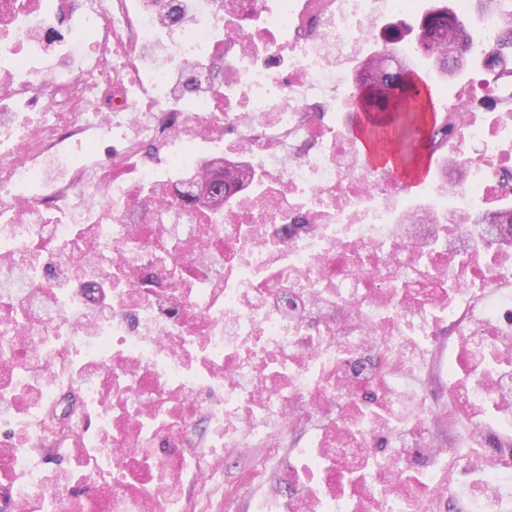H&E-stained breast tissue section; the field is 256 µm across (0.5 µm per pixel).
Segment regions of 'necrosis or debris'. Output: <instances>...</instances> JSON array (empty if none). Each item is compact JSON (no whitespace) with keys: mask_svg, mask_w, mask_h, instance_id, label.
Segmentation results:
<instances>
[{"mask_svg":"<svg viewBox=\"0 0 512 512\" xmlns=\"http://www.w3.org/2000/svg\"><path fill=\"white\" fill-rule=\"evenodd\" d=\"M196 4L174 27L180 0H0V512H227L245 448L290 491L275 512H512V438L489 451L479 420L512 427V241L463 203L512 192V113L454 88L448 170L414 205L324 120L414 0ZM30 53L51 73L22 74ZM226 139L249 160L236 201L186 204Z\"/></svg>","mask_w":512,"mask_h":512,"instance_id":"4bbe7bcc","label":"necrosis or debris"}]
</instances>
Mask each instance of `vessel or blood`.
Segmentation results:
<instances>
[{"label":"vessel or blood","instance_id":"obj_1","mask_svg":"<svg viewBox=\"0 0 512 512\" xmlns=\"http://www.w3.org/2000/svg\"><path fill=\"white\" fill-rule=\"evenodd\" d=\"M370 114L359 112L353 114L348 126V132L357 147L359 156L368 167L382 170L406 191H418L425 185L435 181L440 176V169L434 159L433 152H426L419 169H412L401 159H388L379 156L370 146L363 129L370 121Z\"/></svg>","mask_w":512,"mask_h":512}]
</instances>
